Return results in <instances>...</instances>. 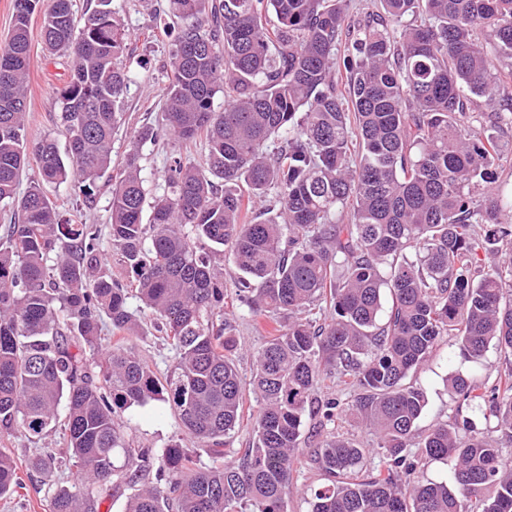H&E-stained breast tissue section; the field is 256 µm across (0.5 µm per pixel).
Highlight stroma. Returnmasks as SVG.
<instances>
[{
  "label": "stroma",
  "instance_id": "stroma-1",
  "mask_svg": "<svg viewBox=\"0 0 512 512\" xmlns=\"http://www.w3.org/2000/svg\"><path fill=\"white\" fill-rule=\"evenodd\" d=\"M119 7L126 26L136 34L134 53L130 61L135 80L130 85L122 110L124 117L121 126L112 139V166L120 168L129 151L135 131L142 125L157 123L164 103L168 84L169 53L174 36L164 30L162 23L152 14L144 11L138 0H114ZM42 12H35L30 22L28 140L37 142L45 138L65 145L61 131L57 91L65 82L71 59L68 56L49 54L41 40ZM181 144L177 139L165 136L158 143L145 145L141 163L149 179L153 194H162L164 189V165L171 154L178 151ZM45 194L55 203L63 218L73 223L86 222L96 225L100 231L103 252H110L109 202L112 179L104 177L98 183L96 203L88 207L83 203V194L77 184L44 185ZM235 333L243 349L236 359L242 379H250L254 369V354L265 341V323L249 314L247 308L235 310L232 320ZM131 343L137 354L153 370L166 371L172 364L174 353L157 331L150 314L141 317V329ZM503 360L496 348H488L481 361L465 359L458 349L457 340L452 336L441 337L432 349L427 362L410 376L411 382L421 387L427 396V406L418 422L419 430L449 421L454 414V394L450 379L458 373L470 374L484 385H492L498 371L503 370ZM125 434L134 445L144 448H164L172 440H181L184 447L195 453H202L203 447L196 439L185 436L178 419L168 403L150 400L143 404H133L121 416ZM63 436L60 432L47 434L40 442H32L23 433L0 437V451L14 457L19 466L22 489L9 498H0V512H50L51 494L55 485L69 481L68 472H57L44 479L29 472L27 460L36 447L62 448ZM322 482L317 469L310 464L298 465L292 475V482L285 499L284 512H310L311 491Z\"/></svg>",
  "mask_w": 512,
  "mask_h": 512
}]
</instances>
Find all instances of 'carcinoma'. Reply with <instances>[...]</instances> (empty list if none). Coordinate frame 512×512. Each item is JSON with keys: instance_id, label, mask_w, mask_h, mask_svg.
<instances>
[{"instance_id": "1", "label": "carcinoma", "mask_w": 512, "mask_h": 512, "mask_svg": "<svg viewBox=\"0 0 512 512\" xmlns=\"http://www.w3.org/2000/svg\"><path fill=\"white\" fill-rule=\"evenodd\" d=\"M40 2L14 0L0 50V203L21 213L0 236V434L63 431L65 448L29 460L43 478L75 475L51 512H98L115 476L135 489L127 512H283L306 408L333 374L359 393L346 408L320 401V427L346 411L373 439L331 432L312 450L327 483L311 512H512V452L463 415L512 434V259L472 280L480 253L512 242V196L492 168L512 146L474 126L476 97L512 123V0H379L353 17L348 0H168L177 37L161 123L136 131L112 183L124 280L102 263L96 225L63 219L38 183L17 195ZM41 36L71 57L57 97L68 148L30 149L41 180L80 182L91 206L133 80L130 34L113 0L80 18L52 0ZM162 132L201 140L205 161L172 158L167 192L153 195L140 148ZM225 260L239 272L229 290ZM228 296L275 324L247 383ZM132 297L175 352L163 375L129 345ZM105 317L123 338L104 346ZM443 336L474 361L493 342L509 368L484 390L455 376L459 420L417 436L427 401L408 377ZM248 390L254 441L226 463ZM148 400L169 403L208 461L126 442L118 418ZM450 455L456 490L417 480L420 463ZM20 486L0 452V498Z\"/></svg>"}]
</instances>
